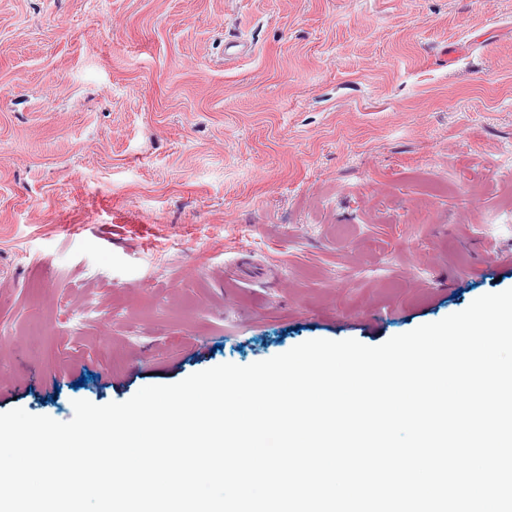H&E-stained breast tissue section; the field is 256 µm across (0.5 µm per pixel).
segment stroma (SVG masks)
<instances>
[{
    "instance_id": "35a3bbf8",
    "label": "stroma",
    "mask_w": 512,
    "mask_h": 512,
    "mask_svg": "<svg viewBox=\"0 0 512 512\" xmlns=\"http://www.w3.org/2000/svg\"><path fill=\"white\" fill-rule=\"evenodd\" d=\"M507 288L512 0H0V412Z\"/></svg>"
}]
</instances>
